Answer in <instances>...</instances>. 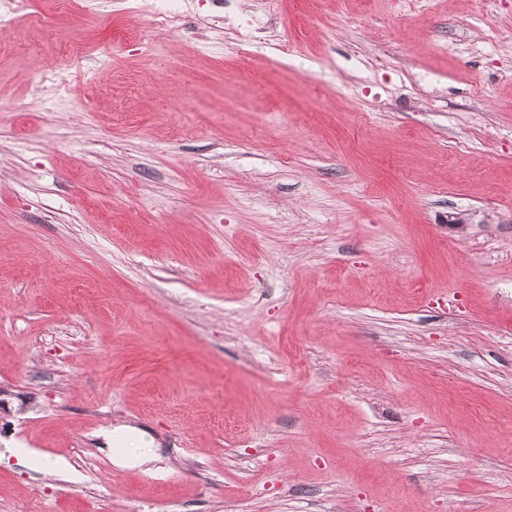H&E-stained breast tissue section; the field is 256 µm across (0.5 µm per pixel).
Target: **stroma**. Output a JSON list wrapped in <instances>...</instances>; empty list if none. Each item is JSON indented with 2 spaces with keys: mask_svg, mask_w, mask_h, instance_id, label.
<instances>
[{
  "mask_svg": "<svg viewBox=\"0 0 512 512\" xmlns=\"http://www.w3.org/2000/svg\"><path fill=\"white\" fill-rule=\"evenodd\" d=\"M160 7L0 0V512H512V0ZM114 464L135 468L152 462L155 458L153 442L138 429L117 425L108 432Z\"/></svg>",
  "mask_w": 512,
  "mask_h": 512,
  "instance_id": "1",
  "label": "stroma"
}]
</instances>
